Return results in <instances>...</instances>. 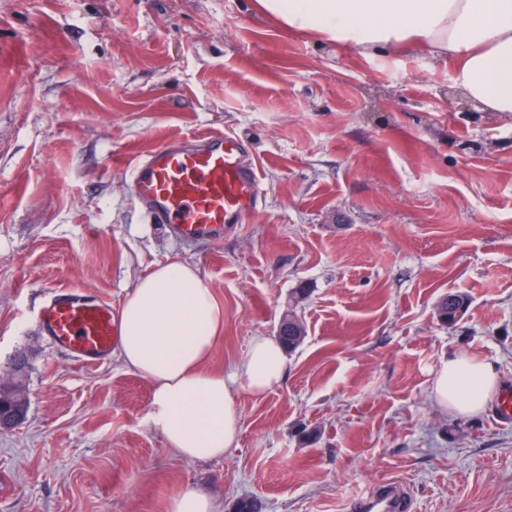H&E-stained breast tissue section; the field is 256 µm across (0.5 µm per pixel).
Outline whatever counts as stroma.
I'll list each match as a JSON object with an SVG mask.
<instances>
[{
  "label": "stroma",
  "instance_id": "obj_1",
  "mask_svg": "<svg viewBox=\"0 0 512 512\" xmlns=\"http://www.w3.org/2000/svg\"><path fill=\"white\" fill-rule=\"evenodd\" d=\"M460 101L425 53L364 58L254 0H0V380L28 405L0 431V512H164L188 487L214 512H347L386 480L411 512H512V425L431 396L455 355L512 389V118ZM210 132L247 139L262 200L185 245L137 210L130 164ZM171 262L224 310L219 373L309 290L284 380L240 393L238 445L210 461L169 452L150 381L36 325L50 290L118 308ZM451 292L469 298L452 327ZM450 299V300H449ZM468 298L461 293H450L438 304L439 317L445 323H453L465 311Z\"/></svg>",
  "mask_w": 512,
  "mask_h": 512
}]
</instances>
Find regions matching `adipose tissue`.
Wrapping results in <instances>:
<instances>
[{"mask_svg": "<svg viewBox=\"0 0 512 512\" xmlns=\"http://www.w3.org/2000/svg\"><path fill=\"white\" fill-rule=\"evenodd\" d=\"M288 30L364 56L418 48L452 66L462 94L486 111L512 117V0H257ZM224 311L198 270L157 267L126 297L116 356L153 384L149 425L177 457L210 460L234 448L240 391L279 386L286 358L270 336L253 337L245 357L221 373L205 364ZM495 364L453 357L441 363L432 396L441 410L474 415L497 391Z\"/></svg>", "mask_w": 512, "mask_h": 512, "instance_id": "1", "label": "adipose tissue"}]
</instances>
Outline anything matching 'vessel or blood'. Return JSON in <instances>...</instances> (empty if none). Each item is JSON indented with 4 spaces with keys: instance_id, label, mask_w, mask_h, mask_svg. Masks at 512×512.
I'll return each instance as SVG.
<instances>
[{
    "instance_id": "vessel-or-blood-1",
    "label": "vessel or blood",
    "mask_w": 512,
    "mask_h": 512,
    "mask_svg": "<svg viewBox=\"0 0 512 512\" xmlns=\"http://www.w3.org/2000/svg\"><path fill=\"white\" fill-rule=\"evenodd\" d=\"M246 140L214 133L188 148L173 139L138 159L132 168L135 202L149 223L164 225L190 243L223 240L243 223L261 197L258 171L248 163ZM40 329L77 361H104L119 336L110 302L77 288L50 292L39 312ZM349 512H410L406 489L382 482L352 497Z\"/></svg>"
}]
</instances>
